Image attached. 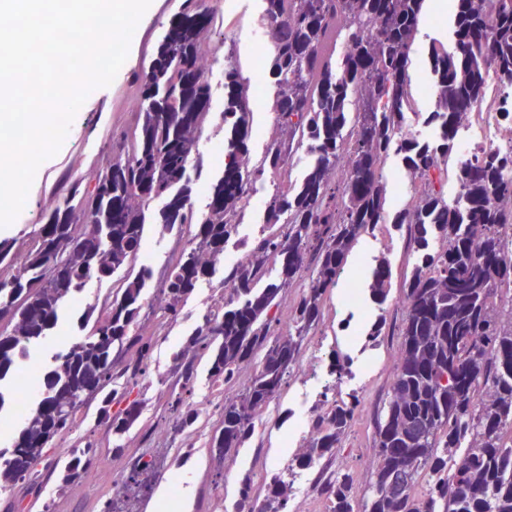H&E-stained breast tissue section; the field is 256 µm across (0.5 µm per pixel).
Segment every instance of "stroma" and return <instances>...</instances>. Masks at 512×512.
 Listing matches in <instances>:
<instances>
[{
    "label": "stroma",
    "instance_id": "1",
    "mask_svg": "<svg viewBox=\"0 0 512 512\" xmlns=\"http://www.w3.org/2000/svg\"><path fill=\"white\" fill-rule=\"evenodd\" d=\"M184 0H152V10L143 17L132 36L126 62L114 81L106 87L91 90L77 112L70 133L59 151L44 162L43 171L35 176L22 212L17 216L7 239L16 247L28 248L47 214L67 196L72 183H80L82 189L95 185L100 168L118 152V147L134 127L139 109L135 77L142 66L154 54L162 36L176 18ZM262 0H209L210 8L223 17L224 25L213 34L211 43L235 42L243 62H250L254 47L248 26L249 19L260 17ZM446 11L435 14L425 8V22L413 44L414 56H423L431 39L445 44L453 42L454 0H445ZM437 16V24H429L430 16ZM189 239L187 231L165 230L160 225H146L142 249L153 266L167 264L173 249L183 247ZM368 243L370 259H387L392 268V287L389 302L376 304L370 296H362L359 306H348L340 288L334 289L324 317L312 331L303 349L304 355L318 356L322 365H329L333 358H340L346 372L336 383L341 394L357 393L362 401L346 431L335 457L326 464L327 470L347 469L358 474L361 482H368L375 465L374 419L388 399L399 358L400 339L396 336L381 337L379 344L369 343L365 332L377 320L392 319L395 309L392 298L401 296L402 284L415 262L408 248L403 231L392 224L378 225L361 237ZM162 313L159 308L148 311L147 319L139 322L136 332L150 336L155 342L153 359L164 368H171V356L199 326L198 317L180 313L174 328L161 327ZM324 399L322 386L305 384L299 376L287 378L278 399L256 416V432L243 448L228 454L223 464L212 461L208 448L198 446L188 460L191 480L190 512H217L221 502L234 501L237 497V479L245 472L261 475L274 468L288 453L282 450L286 432L297 429L303 418L304 406L318 404ZM165 400L151 399L143 413L139 427L120 439L96 425L95 406L84 407L85 422L78 427L77 436L93 442L99 449L98 471L116 480H127L130 459L142 453L143 431L155 424L167 422ZM122 446L124 456H114L115 446ZM232 474V481H225V474ZM58 477H50L41 498L27 494L24 484H16L11 495L16 502L15 512H44V505H51L54 512H103L112 499V490L104 485L79 482L66 489H59Z\"/></svg>",
    "mask_w": 512,
    "mask_h": 512
}]
</instances>
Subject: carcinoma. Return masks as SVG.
Wrapping results in <instances>:
<instances>
[{
  "label": "carcinoma",
  "instance_id": "obj_1",
  "mask_svg": "<svg viewBox=\"0 0 512 512\" xmlns=\"http://www.w3.org/2000/svg\"><path fill=\"white\" fill-rule=\"evenodd\" d=\"M425 0H263L272 42L270 99L278 137L259 164L250 161L253 101L236 45L224 57V161L208 180V203L191 202L188 170L209 114L211 86L204 58L211 33L223 18L186 0L147 66L138 75L141 107L136 126L118 156L96 175L95 189L74 187L47 216L24 268L0 278V427L12 424L11 390L18 358L58 327L61 314L91 278L108 280L104 312L90 305L80 320L83 337L53 356L51 369L33 367L27 383L40 384L35 407L21 412L23 426L12 446L0 450V491L17 482L40 495L43 480L32 461L56 436L76 428V415L97 402L96 418L120 437L140 420L146 399L139 387L154 343L131 333L143 308L150 271L134 269L147 212L165 199L155 223L194 228L190 248L172 258L164 275L161 309L176 322L196 283L215 271L237 233L248 191L264 176L283 177L305 149L314 156L298 185L280 183L266 206L261 234L248 242L249 261L224 272L229 288L224 311L208 315L173 354L168 410L173 432L192 435L200 422L187 399L199 366L209 378L235 384L251 364L250 383L224 398L220 419L208 434L211 457L242 447L254 433L256 414L280 395L311 330L323 318L343 264L358 238L384 223L405 232L418 260L403 281L407 306L394 324L400 363L387 405L375 422L376 464L367 485L349 470L330 473L321 486L330 512H512V245L499 226L512 224V153H486L461 162L454 177L461 199L448 203V153L455 130L486 97L488 71L512 83V0H456L454 48L431 40L425 54L437 107L427 113L431 141L399 136L414 88V36ZM347 53L340 52L342 45ZM362 95L361 112L349 111ZM166 111H157L159 104ZM351 162L336 175L340 154ZM401 156L405 171L427 188L413 205L388 212L382 169ZM89 210L95 224L79 223ZM309 283L290 307L291 328L271 337V323L297 276ZM392 272L380 260L368 291L384 302ZM361 404L355 393L325 401L306 446L311 462L331 458ZM76 463L57 458L65 486L92 471L97 451L78 443ZM153 468L145 453L134 459L132 484ZM233 512H254V476L238 480ZM262 512H280L288 483L278 472L262 479Z\"/></svg>",
  "mask_w": 512,
  "mask_h": 512
}]
</instances>
